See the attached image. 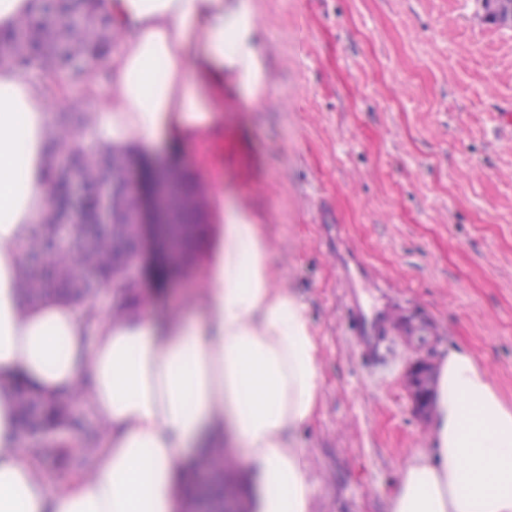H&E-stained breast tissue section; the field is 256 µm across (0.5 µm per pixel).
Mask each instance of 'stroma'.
<instances>
[{"label": "stroma", "mask_w": 512, "mask_h": 512, "mask_svg": "<svg viewBox=\"0 0 512 512\" xmlns=\"http://www.w3.org/2000/svg\"><path fill=\"white\" fill-rule=\"evenodd\" d=\"M274 77L267 100L218 99L223 125L244 130L264 187L194 142L139 157V170L180 167L224 202L247 201L272 243L270 262L304 297L322 352L324 390L306 436L320 476L315 512H389L399 467L426 445V419L404 384L410 362L463 347L512 405V27L489 24L477 0H256ZM327 200L343 234L328 237ZM375 272L342 287L349 251ZM157 316L194 287L195 270L143 277ZM394 321L364 357L347 301ZM40 458L49 483L73 470Z\"/></svg>", "instance_id": "obj_1"}]
</instances>
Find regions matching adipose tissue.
Instances as JSON below:
<instances>
[{
	"mask_svg": "<svg viewBox=\"0 0 512 512\" xmlns=\"http://www.w3.org/2000/svg\"><path fill=\"white\" fill-rule=\"evenodd\" d=\"M116 46L88 64L84 142L110 151L205 141L214 85L255 101L273 77L255 0H104ZM163 63L162 76L153 66ZM52 74L0 68V512H182L183 468L223 449L245 474L248 512H313L316 477L301 441L323 371L307 306L272 270L270 243L245 208L212 190L217 243L198 261L197 317L157 321L149 305L87 314L18 288L24 246L47 211ZM93 344L83 340L87 321ZM48 396L77 386L109 431L90 471L47 485L21 446L14 383ZM427 447L399 470L390 512H512V407L489 370L453 349L438 367Z\"/></svg>",
	"mask_w": 512,
	"mask_h": 512,
	"instance_id": "adipose-tissue-1",
	"label": "adipose tissue"
}]
</instances>
